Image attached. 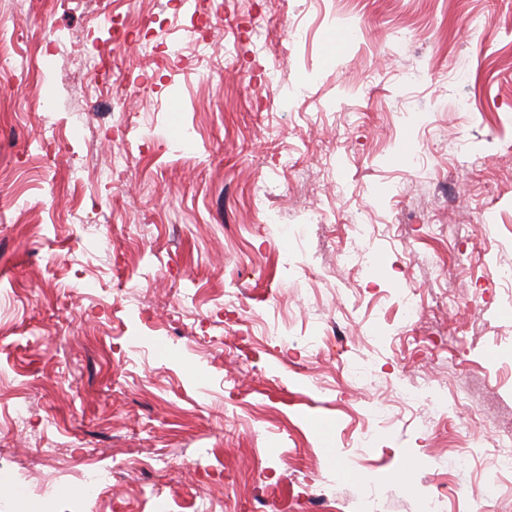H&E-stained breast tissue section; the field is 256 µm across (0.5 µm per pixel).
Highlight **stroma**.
<instances>
[{
    "label": "stroma",
    "mask_w": 512,
    "mask_h": 512,
    "mask_svg": "<svg viewBox=\"0 0 512 512\" xmlns=\"http://www.w3.org/2000/svg\"><path fill=\"white\" fill-rule=\"evenodd\" d=\"M0 32V512L93 471L98 512H422L460 454L444 512H512V0H0Z\"/></svg>",
    "instance_id": "obj_1"
}]
</instances>
